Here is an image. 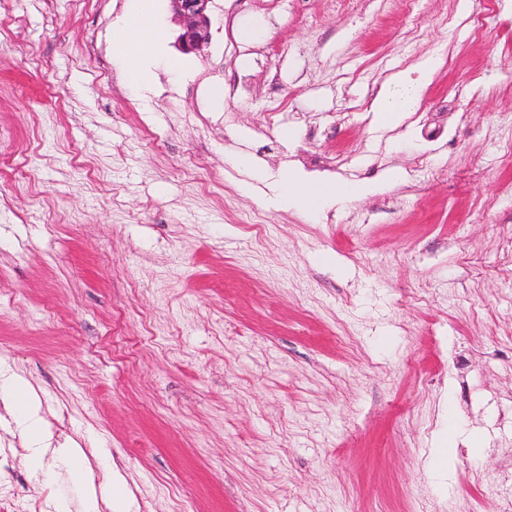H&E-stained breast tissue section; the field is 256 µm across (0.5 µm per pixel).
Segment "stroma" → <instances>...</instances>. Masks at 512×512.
<instances>
[{
	"mask_svg": "<svg viewBox=\"0 0 512 512\" xmlns=\"http://www.w3.org/2000/svg\"><path fill=\"white\" fill-rule=\"evenodd\" d=\"M126 4L0 0V371L54 441L117 470L128 512L512 500V0H214L148 91L112 62ZM430 56L381 124L379 87ZM237 152L374 190L274 205ZM26 455L0 407V512L75 498ZM437 68L433 58L423 60L414 70L399 73L380 87L372 111L387 124L396 123L406 112L417 110L423 89Z\"/></svg>",
	"mask_w": 512,
	"mask_h": 512,
	"instance_id": "stroma-1",
	"label": "stroma"
}]
</instances>
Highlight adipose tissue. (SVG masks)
<instances>
[{
  "label": "adipose tissue",
  "mask_w": 512,
  "mask_h": 512,
  "mask_svg": "<svg viewBox=\"0 0 512 512\" xmlns=\"http://www.w3.org/2000/svg\"><path fill=\"white\" fill-rule=\"evenodd\" d=\"M155 12L156 0H134L112 28V55L125 82L140 90L153 84L158 60H165L168 72L178 74L184 69L181 58L167 54L166 32L155 22ZM436 68V60L428 58L414 70L393 76L378 91L372 103L373 112L385 123L393 124L404 113L416 111ZM278 187L282 201L311 209L333 206L373 189L369 183H339L330 177L296 171L282 173ZM0 405L18 420L28 439L31 468L41 470L47 452H54L66 463L69 480L81 488L78 503L60 502L55 512H121L122 504L116 498H98L94 471L84 462L83 451L78 445L48 449V423L42 413L41 401L24 377L13 374L0 383Z\"/></svg>",
  "instance_id": "ef3b65f1"
}]
</instances>
